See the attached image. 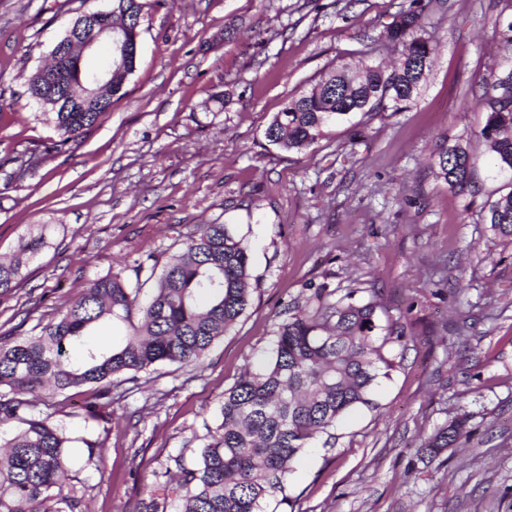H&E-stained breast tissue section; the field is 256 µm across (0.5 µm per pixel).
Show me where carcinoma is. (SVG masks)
Masks as SVG:
<instances>
[{
  "label": "carcinoma",
  "instance_id": "cac0c4a2",
  "mask_svg": "<svg viewBox=\"0 0 512 512\" xmlns=\"http://www.w3.org/2000/svg\"><path fill=\"white\" fill-rule=\"evenodd\" d=\"M490 18L501 50L496 69L480 90H471L475 105L486 112L481 138L494 156L493 173L512 184V0ZM115 20L138 16L142 0H112ZM425 6L408 0L400 7L388 38L396 56L390 65L343 63L311 87L291 97L265 129L273 145L301 151L322 139L331 125L352 128L367 116L400 112L416 104L438 45L419 33ZM137 54L124 59L112 95L122 97V82L135 69ZM54 83L63 95L77 81L75 58L54 65ZM79 112L48 108L58 148L78 140L99 123V102L82 101ZM476 158L460 143L437 148L429 173L449 189L470 192ZM483 210L491 230L512 238V189L486 200ZM185 250L165 266L151 294L139 298L119 275L92 281L82 296L45 324L36 336L0 339V426L18 420L24 428L0 444V512H78L77 499L62 494L75 480L66 448L72 439L47 417L30 415L31 396L46 391L62 395L82 387L109 397L115 380L147 373L162 364L201 362L212 344L248 310L253 284L245 239L226 224H197L186 236ZM45 244V232L24 240L13 263H0V291L12 288L26 256ZM307 302L288 311L274 344L257 366L248 369L224 392L216 434L199 448L195 462L175 460L176 481L157 480L141 512H271L288 503L285 484L292 464L310 440L330 434L347 412L371 408L378 378L395 366L391 348L403 331L374 298L337 304ZM105 323L123 324L119 340L89 345L86 340ZM85 347L81 361L71 357ZM468 419L460 417L425 440L429 460L443 449L470 438Z\"/></svg>",
  "mask_w": 512,
  "mask_h": 512
}]
</instances>
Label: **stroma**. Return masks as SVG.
Segmentation results:
<instances>
[{"label": "stroma", "mask_w": 512, "mask_h": 512, "mask_svg": "<svg viewBox=\"0 0 512 512\" xmlns=\"http://www.w3.org/2000/svg\"><path fill=\"white\" fill-rule=\"evenodd\" d=\"M102 0H0V260L46 227V244L0 294V336H32L97 278L150 292L198 224L249 245L250 308L197 364L120 383L107 419L91 388L40 397L34 416L71 436L83 512H139L147 483L192 461L226 389L267 355L284 310L316 289L334 303L378 292L406 331L398 364L347 414L332 443L294 462V512H512V239L482 204L501 181L470 102L498 62L489 0L425 12L439 52L418 102L286 151L265 128L289 96L339 61L387 64L394 0H164L145 7L126 94L78 143L16 177L17 159L57 141L26 91L71 22ZM460 142L479 158L468 198L427 175ZM467 415L468 442L429 464L423 440Z\"/></svg>", "instance_id": "obj_1"}]
</instances>
